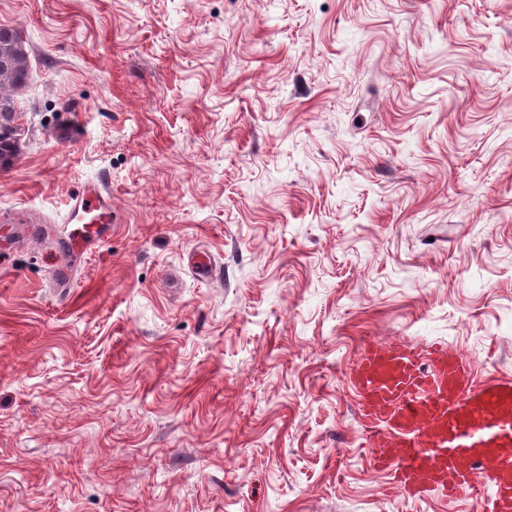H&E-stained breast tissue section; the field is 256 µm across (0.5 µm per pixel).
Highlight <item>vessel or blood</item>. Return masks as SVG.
<instances>
[{
    "instance_id": "b4317fda",
    "label": "vessel or blood",
    "mask_w": 512,
    "mask_h": 512,
    "mask_svg": "<svg viewBox=\"0 0 512 512\" xmlns=\"http://www.w3.org/2000/svg\"><path fill=\"white\" fill-rule=\"evenodd\" d=\"M112 196L99 180L74 196L58 287L112 231ZM469 360L447 347L362 343L351 368L374 468L410 497L478 502L480 512H512V376L476 380Z\"/></svg>"
}]
</instances>
